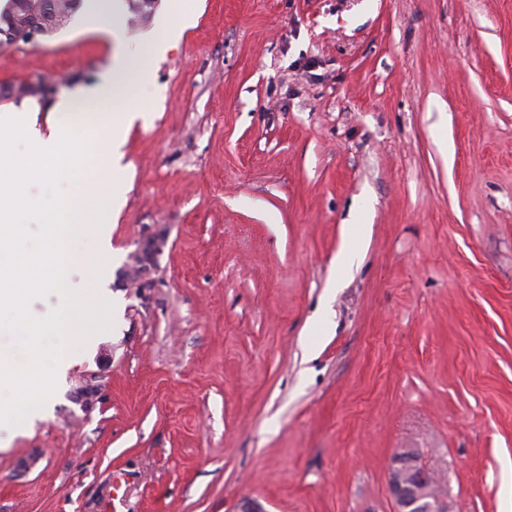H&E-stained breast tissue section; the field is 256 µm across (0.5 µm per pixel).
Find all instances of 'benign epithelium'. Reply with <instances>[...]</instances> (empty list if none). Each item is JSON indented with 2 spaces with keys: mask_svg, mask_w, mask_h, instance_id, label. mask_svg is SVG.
I'll list each match as a JSON object with an SVG mask.
<instances>
[{
  "mask_svg": "<svg viewBox=\"0 0 512 512\" xmlns=\"http://www.w3.org/2000/svg\"><path fill=\"white\" fill-rule=\"evenodd\" d=\"M48 0H29L33 19L19 29L13 21L0 24V48H13L21 43H38L47 38L41 27V14ZM47 89L38 79L0 84V100L22 101L36 98L44 101ZM166 244V234L161 229L147 228L136 241L130 262L116 274V284L121 288H135L138 294L156 287L157 256ZM102 397L100 385L90 378L78 387L71 398L83 408L91 407ZM388 484L396 505V512H448V504L440 497L434 477L418 464L416 453L405 449L396 454L389 472Z\"/></svg>",
  "mask_w": 512,
  "mask_h": 512,
  "instance_id": "obj_1",
  "label": "benign epithelium"
}]
</instances>
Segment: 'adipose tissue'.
<instances>
[{"mask_svg":"<svg viewBox=\"0 0 512 512\" xmlns=\"http://www.w3.org/2000/svg\"><path fill=\"white\" fill-rule=\"evenodd\" d=\"M178 36L177 29L172 27L168 20H160L157 32L151 33L141 45L113 54L111 80L102 81L96 88L89 91V98L122 97L129 88L136 86L144 64L163 55L169 43Z\"/></svg>","mask_w":512,"mask_h":512,"instance_id":"obj_1","label":"adipose tissue"}]
</instances>
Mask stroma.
<instances>
[{"label": "stroma", "instance_id": "stroma-1", "mask_svg": "<svg viewBox=\"0 0 512 512\" xmlns=\"http://www.w3.org/2000/svg\"><path fill=\"white\" fill-rule=\"evenodd\" d=\"M79 21L0 49V81L65 80L0 114L55 122L152 32ZM122 132L101 281L118 309L0 423V512H393L416 449L450 512L512 485V0H188ZM367 233L345 275L342 226ZM168 228L150 298L115 275ZM95 376L85 410L73 391ZM29 461L20 470V461Z\"/></svg>", "mask_w": 512, "mask_h": 512}]
</instances>
